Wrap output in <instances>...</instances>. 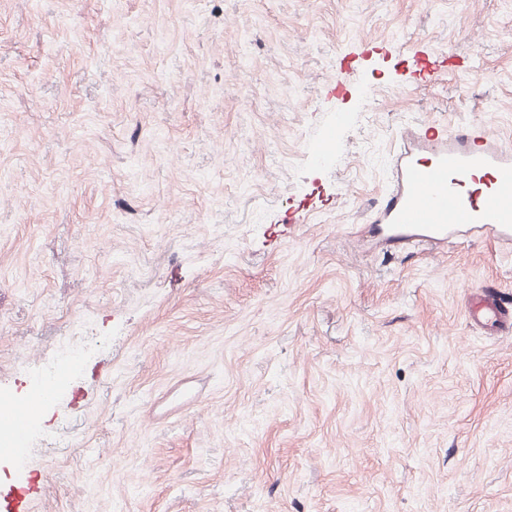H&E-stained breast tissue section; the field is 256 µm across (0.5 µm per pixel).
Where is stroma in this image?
I'll use <instances>...</instances> for the list:
<instances>
[{
	"instance_id": "1",
	"label": "stroma",
	"mask_w": 512,
	"mask_h": 512,
	"mask_svg": "<svg viewBox=\"0 0 512 512\" xmlns=\"http://www.w3.org/2000/svg\"><path fill=\"white\" fill-rule=\"evenodd\" d=\"M406 123L512 136V0H0V393L84 347L0 512H512V248L374 234ZM469 308L470 316L487 330L498 331L509 323L497 295L489 291L476 295Z\"/></svg>"
}]
</instances>
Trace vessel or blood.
Wrapping results in <instances>:
<instances>
[{
	"mask_svg": "<svg viewBox=\"0 0 512 512\" xmlns=\"http://www.w3.org/2000/svg\"><path fill=\"white\" fill-rule=\"evenodd\" d=\"M391 175V194L375 220L392 236L416 244L439 242L469 226L501 243L512 242V142L489 128L401 132ZM470 315L490 331L512 322L490 292L473 298ZM52 392L49 386L40 389L29 406L13 409L14 428L24 430Z\"/></svg>",
	"mask_w": 512,
	"mask_h": 512,
	"instance_id": "obj_1",
	"label": "vessel or blood"
}]
</instances>
